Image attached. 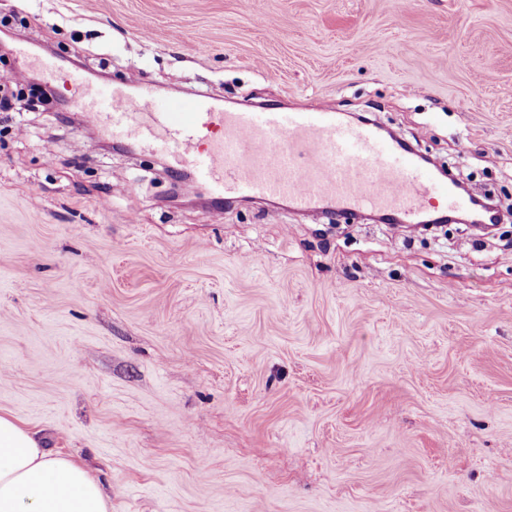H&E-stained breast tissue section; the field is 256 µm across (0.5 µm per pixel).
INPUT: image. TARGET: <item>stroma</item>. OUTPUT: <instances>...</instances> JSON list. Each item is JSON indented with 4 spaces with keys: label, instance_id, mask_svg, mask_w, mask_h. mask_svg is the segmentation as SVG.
Returning a JSON list of instances; mask_svg holds the SVG:
<instances>
[{
    "label": "stroma",
    "instance_id": "35a3bbf8",
    "mask_svg": "<svg viewBox=\"0 0 512 512\" xmlns=\"http://www.w3.org/2000/svg\"><path fill=\"white\" fill-rule=\"evenodd\" d=\"M17 15L0 89L41 43L159 98H319L512 210V0H0ZM102 138L0 112V414L112 512H512L507 238L175 206L165 154Z\"/></svg>",
    "mask_w": 512,
    "mask_h": 512
}]
</instances>
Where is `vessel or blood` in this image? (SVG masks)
<instances>
[{"label":"vessel or blood","mask_w":512,"mask_h":512,"mask_svg":"<svg viewBox=\"0 0 512 512\" xmlns=\"http://www.w3.org/2000/svg\"><path fill=\"white\" fill-rule=\"evenodd\" d=\"M19 55L13 77L34 68L48 80H66L71 104L87 123L112 139L163 152L172 173L192 171L220 202L276 197L302 212L367 208L390 224H421L438 206L470 205L398 139L369 123L343 121L319 99L290 111H227L207 97L159 101L147 88L134 95L101 85L25 46Z\"/></svg>","instance_id":"b4317fda"}]
</instances>
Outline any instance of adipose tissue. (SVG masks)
<instances>
[{
  "label": "adipose tissue",
  "mask_w": 512,
  "mask_h": 512,
  "mask_svg": "<svg viewBox=\"0 0 512 512\" xmlns=\"http://www.w3.org/2000/svg\"><path fill=\"white\" fill-rule=\"evenodd\" d=\"M0 512H112L100 482L52 454L14 416L0 415Z\"/></svg>",
  "instance_id": "1"
}]
</instances>
